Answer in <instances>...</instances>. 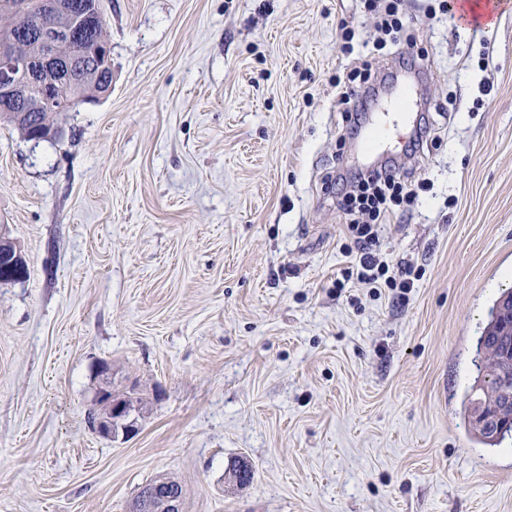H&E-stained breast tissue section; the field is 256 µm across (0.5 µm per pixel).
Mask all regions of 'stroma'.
I'll return each mask as SVG.
<instances>
[{"label":"stroma","mask_w":512,"mask_h":512,"mask_svg":"<svg viewBox=\"0 0 512 512\" xmlns=\"http://www.w3.org/2000/svg\"><path fill=\"white\" fill-rule=\"evenodd\" d=\"M100 3L111 93L54 140L0 122V232L28 265L0 284V512H130L161 477L183 512H512V438L465 411L512 289V12L474 35L405 2L433 139L378 233L419 276L403 295L354 277L322 189L358 166L337 75L400 65L363 0ZM107 387L135 433L90 426Z\"/></svg>","instance_id":"1"}]
</instances>
